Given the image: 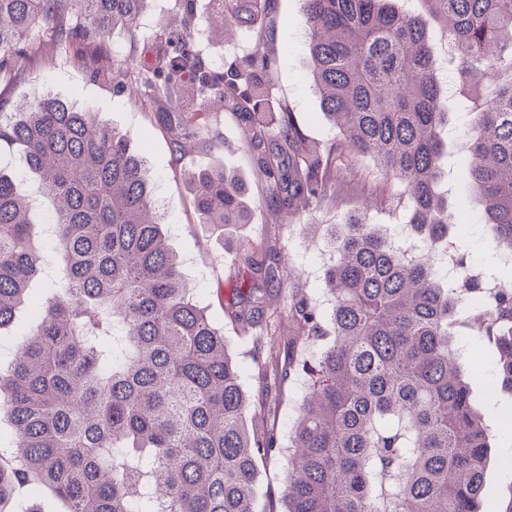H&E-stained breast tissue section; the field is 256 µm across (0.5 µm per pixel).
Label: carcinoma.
I'll return each mask as SVG.
<instances>
[{"label":"carcinoma","instance_id":"cac0c4a2","mask_svg":"<svg viewBox=\"0 0 512 512\" xmlns=\"http://www.w3.org/2000/svg\"><path fill=\"white\" fill-rule=\"evenodd\" d=\"M146 0H0V331L43 276L32 245L39 208L55 225L56 257L39 319L0 364V512L32 479L64 512H256L258 463L286 461L270 512H480L497 435L472 398L449 346L455 328L492 340L491 389L512 393V296L473 316L459 289L478 284L459 255L443 285L432 257L448 252V100L443 65L422 16L399 0H304L311 81L336 136H309L269 76L277 26L268 0H210L226 24L254 26L251 51L208 65L192 33L198 0L139 55L114 59L108 78L145 87L180 154L201 140L206 108L224 99L239 148L260 178V204L298 226L341 200L403 208L422 238L415 262L376 224L350 214L326 225L335 258L324 270L325 317L276 249L244 242L237 271L216 286L224 319L253 335L252 370L264 391L267 360L292 358L281 379L304 374L308 392L286 448L275 421L240 380V364L195 300L150 189L144 157L99 114L46 95L3 112L25 74L59 53L99 74L107 39L131 26ZM447 42L460 89L491 94L469 109L455 143L461 175L481 198L486 235L512 249V0H421ZM202 223L249 220L242 188L219 168L192 178ZM322 345L315 363L297 353Z\"/></svg>","mask_w":512,"mask_h":512}]
</instances>
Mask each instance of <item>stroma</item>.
<instances>
[{"mask_svg":"<svg viewBox=\"0 0 512 512\" xmlns=\"http://www.w3.org/2000/svg\"><path fill=\"white\" fill-rule=\"evenodd\" d=\"M175 9V0H147L145 8L132 30L111 34L109 44L113 56L128 59L136 56L144 41L150 39ZM270 12L277 21L282 61L272 76L280 93L293 106L305 131L312 137L327 139L335 128L324 114L309 83L307 31L303 23V0H272ZM193 36L209 65H216L253 47L254 37L249 28L225 25L216 18L208 0H199L198 19ZM52 92L76 108L99 113L101 118L125 135L132 148L142 154L151 175L159 209L171 234V243L185 259L186 279L197 300L209 308L215 323L223 324L224 312L212 291L218 281L227 279L234 270L235 252L230 240L216 236L201 224L191 201L186 180L188 171L210 166L241 180L249 189H257L258 177L244 153L237 148L238 128L230 115L218 114L212 122L215 133L211 149H197L178 155L172 150L167 130L158 126L155 107L145 89L135 83L114 86L105 78H94L73 62L69 56L54 58L50 68L38 71L10 95L18 101L31 90ZM463 156H452L448 162V189L451 195L468 194L469 224L460 240L462 252L470 261L480 262L491 253L490 241L480 219L483 206L477 195L469 194L460 180ZM249 223L234 229V237L266 241L282 253L283 266L296 270L310 290L319 292L323 308H330L328 295L322 294V274L334 255L327 236L311 237L287 220H275L260 204H252ZM364 221L397 230L395 214L382 210L374 201L357 198L344 202L327 212L308 216L311 224H337L348 213ZM307 390V381L294 377L279 391H271L267 405L278 423L280 442H287L296 419V409Z\"/></svg>","mask_w":512,"mask_h":512,"instance_id":"35a3bbf8","label":"stroma"}]
</instances>
